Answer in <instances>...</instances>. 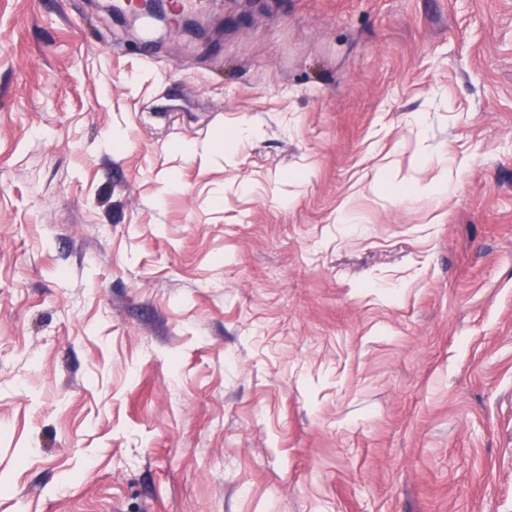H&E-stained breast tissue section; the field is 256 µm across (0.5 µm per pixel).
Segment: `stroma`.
Here are the masks:
<instances>
[{
    "instance_id": "obj_1",
    "label": "stroma",
    "mask_w": 512,
    "mask_h": 512,
    "mask_svg": "<svg viewBox=\"0 0 512 512\" xmlns=\"http://www.w3.org/2000/svg\"><path fill=\"white\" fill-rule=\"evenodd\" d=\"M186 9L0 0V512H512V0Z\"/></svg>"
}]
</instances>
